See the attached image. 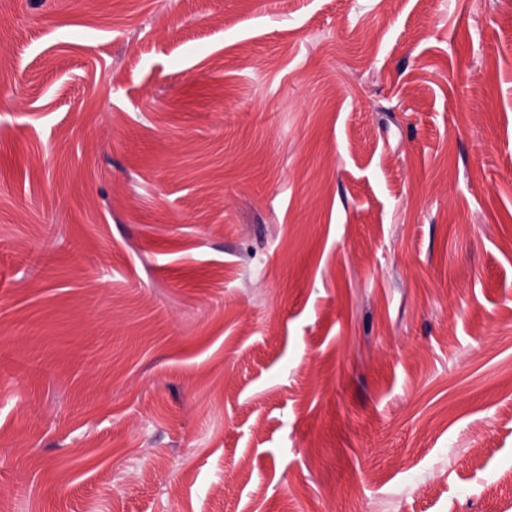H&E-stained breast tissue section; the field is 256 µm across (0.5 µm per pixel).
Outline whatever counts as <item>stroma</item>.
Here are the masks:
<instances>
[{"label": "stroma", "mask_w": 512, "mask_h": 512, "mask_svg": "<svg viewBox=\"0 0 512 512\" xmlns=\"http://www.w3.org/2000/svg\"><path fill=\"white\" fill-rule=\"evenodd\" d=\"M0 17V512H512V0Z\"/></svg>", "instance_id": "obj_1"}]
</instances>
